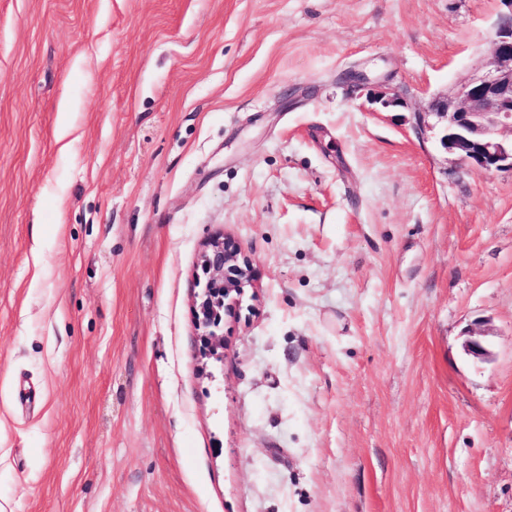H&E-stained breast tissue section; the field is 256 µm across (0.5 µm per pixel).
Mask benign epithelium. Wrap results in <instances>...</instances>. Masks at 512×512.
Wrapping results in <instances>:
<instances>
[{
	"instance_id": "benign-epithelium-1",
	"label": "benign epithelium",
	"mask_w": 512,
	"mask_h": 512,
	"mask_svg": "<svg viewBox=\"0 0 512 512\" xmlns=\"http://www.w3.org/2000/svg\"><path fill=\"white\" fill-rule=\"evenodd\" d=\"M500 17L494 38L492 68L455 92L434 98L430 113L445 121L442 144L477 173L512 171V0ZM203 287L195 301L204 355L224 358V316L236 315L244 288L253 281L250 260L230 238L208 242L201 256Z\"/></svg>"
}]
</instances>
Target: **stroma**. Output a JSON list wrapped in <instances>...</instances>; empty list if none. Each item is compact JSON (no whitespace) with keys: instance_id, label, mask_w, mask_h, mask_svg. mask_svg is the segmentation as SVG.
Wrapping results in <instances>:
<instances>
[{"instance_id":"35a3bbf8","label":"stroma","mask_w":512,"mask_h":512,"mask_svg":"<svg viewBox=\"0 0 512 512\" xmlns=\"http://www.w3.org/2000/svg\"><path fill=\"white\" fill-rule=\"evenodd\" d=\"M505 11L0 0V512H512V172L413 126ZM203 287L195 301L196 320L202 329L205 356L224 358V315L235 316L244 288L251 286L253 269L238 243L230 238L208 242L201 256ZM222 350V354L218 351Z\"/></svg>"}]
</instances>
